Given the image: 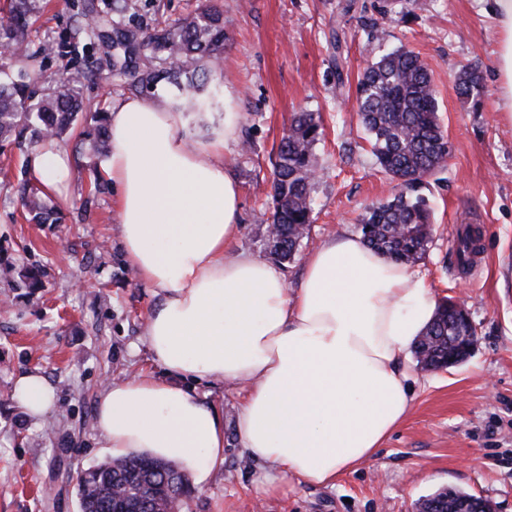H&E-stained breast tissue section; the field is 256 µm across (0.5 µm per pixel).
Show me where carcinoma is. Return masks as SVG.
<instances>
[{"label": "carcinoma", "mask_w": 512, "mask_h": 512, "mask_svg": "<svg viewBox=\"0 0 512 512\" xmlns=\"http://www.w3.org/2000/svg\"><path fill=\"white\" fill-rule=\"evenodd\" d=\"M141 0H78L72 3L79 24L64 29L58 39L18 57L27 65L0 78V149L23 151L50 139L64 140L84 109L81 87L94 76L84 64L79 45L98 41L107 51L99 62L105 79L140 95H153L163 84L175 87L176 112H205L217 106L194 96L205 86L224 56V6L217 0H201L194 14L172 23L148 17ZM31 0H7L0 9V47L16 50L26 43L31 21ZM68 48L70 66L40 100L31 102V69L59 48ZM460 98L476 101L483 93L478 67L462 71L456 79ZM361 122L368 132L372 152L383 173L397 180L400 193L392 200L368 209L361 222L362 239L386 257L415 262L430 242V211L424 197L416 194L423 179L444 165L450 154L447 137L439 123L438 102L432 77L419 55L400 47L371 62L357 84ZM94 126L87 136L94 147L109 150L107 116H92ZM320 123L312 112L294 114L277 149L271 187V223L279 225L275 258L288 261L311 224L309 174L316 170L315 146ZM19 197L30 220L55 224L57 212L47 206L25 180L19 182ZM469 229L458 236L457 259L466 264L473 250ZM45 271L31 266L16 270L7 266L0 278L12 288L32 291L43 287ZM444 300L433 321L417 340L418 364L426 369L448 365V351L456 348L454 330L465 328ZM178 472L174 463L143 457H128L90 467L77 480L80 512H112V496L120 489L128 497L120 504L126 512H138L142 499L152 502L155 512L173 503L166 477Z\"/></svg>", "instance_id": "obj_1"}]
</instances>
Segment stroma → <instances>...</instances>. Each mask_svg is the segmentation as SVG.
<instances>
[{
	"label": "stroma",
	"mask_w": 512,
	"mask_h": 512,
	"mask_svg": "<svg viewBox=\"0 0 512 512\" xmlns=\"http://www.w3.org/2000/svg\"><path fill=\"white\" fill-rule=\"evenodd\" d=\"M483 6L419 0L402 15L386 12L385 0H224V61L208 84L223 105L184 117L179 132L204 149L236 127L224 145L240 189L231 251L271 258V157L294 113L319 114L321 136L311 231L281 266L290 288H299L307 256L327 237L359 234L366 210L399 193L359 121L356 85L369 62L407 47L432 74L451 145L445 167L419 188L431 209L432 241L412 270L437 300L464 298L476 343L465 362L445 369L425 371L408 358V416L375 456L332 487L291 478L265 491L239 446L236 389L207 388L224 414V462L176 512H417L422 498L444 488L512 512V115L497 95L500 34ZM71 16V0H37L29 46L58 36ZM375 29L380 38H372ZM470 64L483 75L475 103L455 88ZM86 127L79 121L65 143L71 179L58 223H27L17 197L0 189V263L47 271L32 294L0 281V302L8 304L0 312V512H79L78 474L109 458L94 428L99 391L138 373L164 374L145 342L157 297L128 264L114 191L95 181L101 156L84 139ZM474 224L482 260L469 271L456 260L457 235ZM32 370L55 392L39 424L10 398L15 380Z\"/></svg>",
	"instance_id": "stroma-1"
}]
</instances>
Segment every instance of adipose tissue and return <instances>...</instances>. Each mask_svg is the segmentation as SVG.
<instances>
[{"label":"adipose tissue","instance_id":"obj_1","mask_svg":"<svg viewBox=\"0 0 512 512\" xmlns=\"http://www.w3.org/2000/svg\"><path fill=\"white\" fill-rule=\"evenodd\" d=\"M486 2L500 33L499 97L512 112V0ZM108 121L102 170L116 190L127 261L159 298L145 339L165 375L100 391L103 447L116 458L176 462L205 485L224 461V418L195 388L221 383L239 389L241 450L266 489L291 477L335 485L406 419L412 392L401 362L434 317L433 293L350 234L315 248L297 289L268 262L229 257L240 197L223 140L199 151L180 135V113L151 96L113 103ZM28 171L60 197L71 163L50 141L29 155ZM11 397L37 422L49 415L54 389L30 372Z\"/></svg>","mask_w":512,"mask_h":512}]
</instances>
